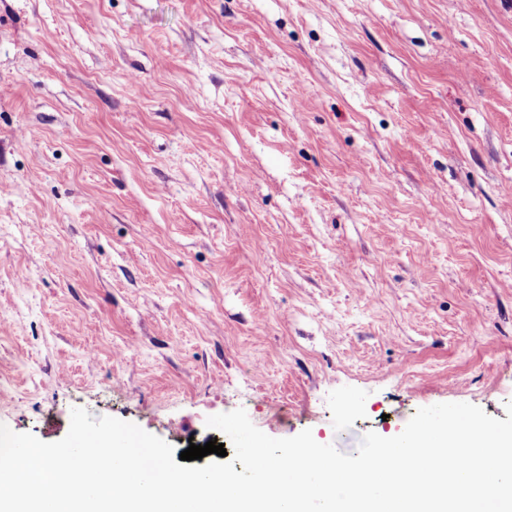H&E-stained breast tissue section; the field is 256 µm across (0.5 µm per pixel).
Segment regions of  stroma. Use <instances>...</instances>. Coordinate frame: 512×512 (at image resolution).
<instances>
[{
  "label": "stroma",
  "mask_w": 512,
  "mask_h": 512,
  "mask_svg": "<svg viewBox=\"0 0 512 512\" xmlns=\"http://www.w3.org/2000/svg\"><path fill=\"white\" fill-rule=\"evenodd\" d=\"M451 402H512V0H0V423Z\"/></svg>",
  "instance_id": "35a3bbf8"
}]
</instances>
